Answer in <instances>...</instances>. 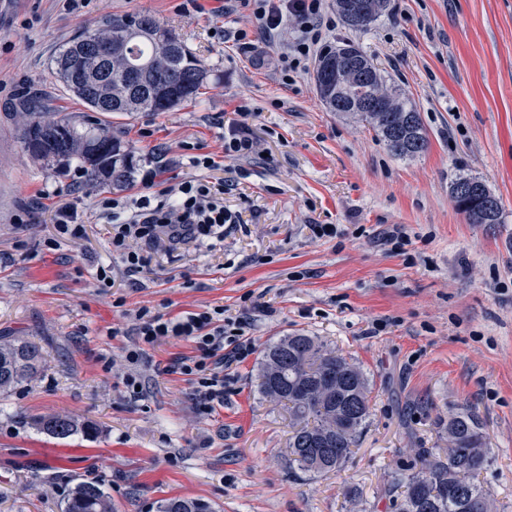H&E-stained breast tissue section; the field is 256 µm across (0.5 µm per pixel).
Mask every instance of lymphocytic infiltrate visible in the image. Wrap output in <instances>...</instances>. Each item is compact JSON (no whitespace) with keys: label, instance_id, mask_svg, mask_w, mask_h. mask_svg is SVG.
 I'll use <instances>...</instances> for the list:
<instances>
[{"label":"lymphocytic infiltrate","instance_id":"f902f5d3","mask_svg":"<svg viewBox=\"0 0 512 512\" xmlns=\"http://www.w3.org/2000/svg\"><path fill=\"white\" fill-rule=\"evenodd\" d=\"M249 11L250 29L274 36L288 25L297 35L277 50L281 73L308 67L315 48L326 47L334 21L326 0H241ZM157 172L143 176L146 194L106 197L99 217L112 247L128 275L147 271L157 252L173 254L194 244L210 248L224 242V227L238 223L236 213L224 207L223 181L202 177L177 185L157 187ZM134 347L126 354L132 365L143 362L147 349L171 341H188L194 353L175 360L173 370L195 388L196 409L211 414L224 404L225 372L254 351L244 335L240 318L227 315L223 306L171 316L150 306L133 314Z\"/></svg>","mask_w":512,"mask_h":512}]
</instances>
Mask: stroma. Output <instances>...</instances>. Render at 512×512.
<instances>
[{"instance_id":"stroma-1","label":"stroma","mask_w":512,"mask_h":512,"mask_svg":"<svg viewBox=\"0 0 512 512\" xmlns=\"http://www.w3.org/2000/svg\"><path fill=\"white\" fill-rule=\"evenodd\" d=\"M181 2L87 0L72 13L63 0H0V337H28L46 359L0 394V512H61L86 480L118 512H156L173 497L216 512H390L394 472L414 449L445 447L442 418L469 410L494 453L480 479L499 512H512V0H390L368 29L337 21L331 45H358L420 113L429 145L414 158L391 155L369 125L329 111L313 69L281 80L277 47L261 33L236 41L248 16L238 0H199L189 11ZM128 13L174 29L209 71L195 100L113 115L136 172L157 168L171 184L223 179L225 206L243 218L227 225L223 252L159 253L151 272L132 277L112 259L98 206L140 184L77 186L72 172L24 152L18 117L32 96L83 112L51 60L84 27ZM239 118L254 151L195 167L192 155L221 156ZM461 174L500 198L501 223L472 224L457 211L450 184ZM66 201L86 234L47 249ZM316 224L335 225V236H316ZM395 224L411 237L403 255L385 240ZM101 265L121 283L124 309L95 288ZM159 304L173 316L222 305L254 341L212 414H199L191 385L167 370L190 343L159 345L135 368L125 359L135 336L108 334L131 328L123 310ZM293 332L335 346L372 383L370 423L338 473L290 468L288 411L256 387L259 350ZM132 373L144 398L123 384ZM54 414L92 435L36 429Z\"/></svg>"}]
</instances>
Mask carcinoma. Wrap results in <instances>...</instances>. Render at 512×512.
I'll list each match as a JSON object with an SVG mask.
<instances>
[{
  "label": "carcinoma",
  "instance_id": "1",
  "mask_svg": "<svg viewBox=\"0 0 512 512\" xmlns=\"http://www.w3.org/2000/svg\"><path fill=\"white\" fill-rule=\"evenodd\" d=\"M350 0H336V9L355 30H366L384 12L389 0H367L357 18ZM112 41V57L88 51L89 42ZM84 54L77 76L70 61ZM364 66L365 79L351 83L336 71V63ZM58 81L80 100L81 115L55 113L48 117L31 101L19 113L22 147L33 159L60 169L78 162L88 186L108 181L127 185L134 172L132 148L114 133L112 114L168 112L197 97L209 71L173 29L147 15H120L87 27L66 43L52 60ZM317 94L332 112L357 115L371 126L390 153L412 158L427 150L428 140L417 109L385 85V79L356 45L326 49L314 71ZM383 100L369 112H355L360 100L374 94ZM474 178L460 176L450 184L457 210L473 224L482 220L479 198L459 191ZM42 348L24 338L0 344V393L33 378L43 366ZM258 391L272 402L284 403L292 417L289 461L303 473L339 472L353 453L372 414L371 389L359 365L314 336L293 333L268 343L256 377ZM36 427L58 439L89 435L90 425L68 415L43 417ZM446 448H419L415 461L392 478L388 496L399 512H495L492 494L476 481L492 459L491 443L475 412L454 414L443 425ZM62 512H115L103 487L82 481L64 501ZM157 512H215L196 498L162 500Z\"/></svg>",
  "mask_w": 512,
  "mask_h": 512
}]
</instances>
